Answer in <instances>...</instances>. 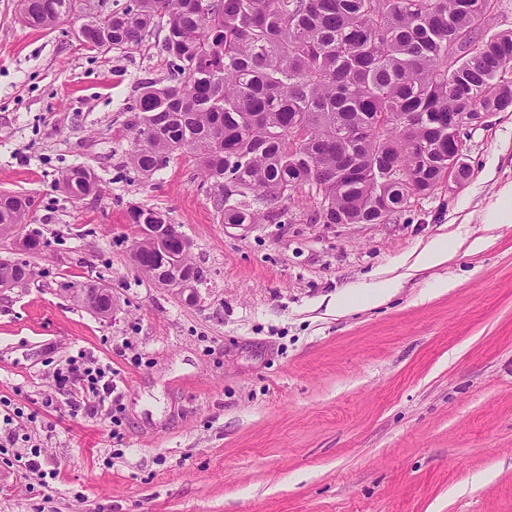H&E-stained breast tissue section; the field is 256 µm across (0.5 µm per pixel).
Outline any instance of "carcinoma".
Instances as JSON below:
<instances>
[{
  "label": "carcinoma",
  "instance_id": "1",
  "mask_svg": "<svg viewBox=\"0 0 512 512\" xmlns=\"http://www.w3.org/2000/svg\"><path fill=\"white\" fill-rule=\"evenodd\" d=\"M497 0H18L25 23L52 30L80 13L77 41L129 49L155 30L170 82L139 83L127 111L128 170L143 180L190 150L224 224H292L289 203L313 202L314 224H384L470 165L455 162L462 127L512 110V28L489 31ZM149 116L150 128L137 125ZM63 191L98 189L83 167ZM32 200L0 195V224L30 223ZM131 259L160 272L146 235ZM27 264L0 263L23 280Z\"/></svg>",
  "mask_w": 512,
  "mask_h": 512
}]
</instances>
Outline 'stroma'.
I'll return each instance as SVG.
<instances>
[{
  "label": "stroma",
  "instance_id": "35a3bbf8",
  "mask_svg": "<svg viewBox=\"0 0 512 512\" xmlns=\"http://www.w3.org/2000/svg\"><path fill=\"white\" fill-rule=\"evenodd\" d=\"M15 10L0 0V193L34 206L0 262L33 276L0 290V512H512V224L484 221L512 184V112L463 127L467 181L386 223L237 227L190 151L126 170L133 90L169 75L159 39L89 52ZM76 166L99 192L58 188ZM135 206L192 241L200 304L134 266ZM439 238L447 262L412 271ZM94 282L112 315L72 300ZM81 351L112 366V418L73 415L55 385ZM34 444L31 473L14 455Z\"/></svg>",
  "mask_w": 512,
  "mask_h": 512
}]
</instances>
